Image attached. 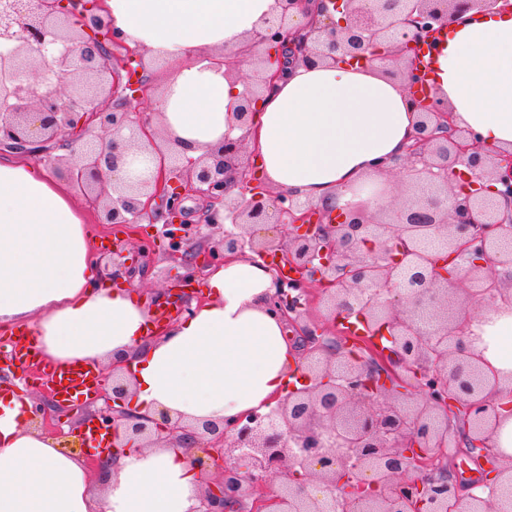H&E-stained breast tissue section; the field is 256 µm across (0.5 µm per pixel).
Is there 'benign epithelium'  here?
Wrapping results in <instances>:
<instances>
[{
	"label": "benign epithelium",
	"mask_w": 512,
	"mask_h": 512,
	"mask_svg": "<svg viewBox=\"0 0 512 512\" xmlns=\"http://www.w3.org/2000/svg\"><path fill=\"white\" fill-rule=\"evenodd\" d=\"M337 23L322 4L275 0L252 40L267 49L224 60L237 76L247 64L246 94L235 125L249 127L253 105L273 90L288 62L359 60L390 46L393 28L413 45L394 51L398 79L420 120L403 159L405 201L374 218L369 201L344 207L276 194L256 177L247 137L224 138L214 162L185 163L160 144L152 120L132 109L154 88L143 52L125 47L99 14V0H0V150L49 158L107 224L149 218L160 232L128 248L112 243V280L134 260L163 247L190 288L195 272L228 256L272 259L275 291L266 309L296 324L302 344L301 387L264 414L185 423L162 411L124 407L129 384L117 365L96 395L112 401L96 426L140 448L180 447L202 482L195 512H512L498 486L512 483V453L497 447L501 422L494 396L503 377L483 351L459 334L470 315L512 300V153L489 152L461 127L448 104L424 91L427 75L406 56L450 16L512 9V0H348ZM63 148L66 154L55 151ZM124 170L122 181L105 176ZM488 183L448 186V171ZM206 203L199 225L183 203ZM73 402L56 400L60 410ZM50 407V408H52ZM39 403L34 425L50 416ZM463 421L459 453L496 478L472 484L448 472V421ZM466 497L467 510L458 509Z\"/></svg>",
	"instance_id": "7a95c632"
}]
</instances>
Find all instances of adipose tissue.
<instances>
[{
  "instance_id": "adipose-tissue-1",
  "label": "adipose tissue",
  "mask_w": 512,
  "mask_h": 512,
  "mask_svg": "<svg viewBox=\"0 0 512 512\" xmlns=\"http://www.w3.org/2000/svg\"><path fill=\"white\" fill-rule=\"evenodd\" d=\"M114 32L141 45L147 67L164 63L154 127L184 157L198 158L238 137L232 112L245 92L215 62L247 44L274 0H106ZM424 63L433 94L458 125L489 150L512 151V15L449 22ZM376 58L348 65L296 63L251 120L256 173L277 193L342 206L365 182H387L374 167L403 156L418 114ZM84 209L53 169L0 161V326L21 325L49 366L120 362L134 406L189 422L265 412L300 374L298 352L269 315L272 275L233 259L207 280V302L164 337L150 340L147 305L105 283L93 264ZM467 331L482 336L485 359L512 373L499 337L512 335V309L476 312ZM30 399L0 405V512H195L201 482L190 453L172 448L104 453L109 478L94 490L86 465L57 439L30 428Z\"/></svg>"
}]
</instances>
